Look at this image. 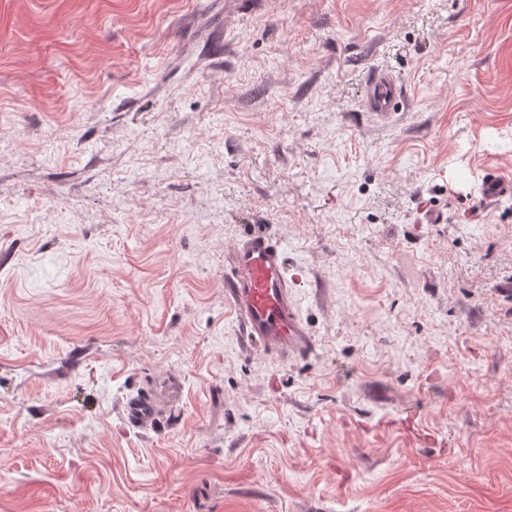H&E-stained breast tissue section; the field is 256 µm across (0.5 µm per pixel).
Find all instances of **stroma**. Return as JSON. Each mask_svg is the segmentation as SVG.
I'll return each instance as SVG.
<instances>
[{"mask_svg": "<svg viewBox=\"0 0 512 512\" xmlns=\"http://www.w3.org/2000/svg\"><path fill=\"white\" fill-rule=\"evenodd\" d=\"M491 172L512 0H0V512H512ZM253 228L303 271L311 356L224 298ZM364 107L381 118L390 117L404 98L403 86L388 69H373L365 80ZM125 417L136 428H154L158 425V403L154 394L139 393L126 400Z\"/></svg>", "mask_w": 512, "mask_h": 512, "instance_id": "obj_1", "label": "stroma"}]
</instances>
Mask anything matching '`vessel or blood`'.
Returning <instances> with one entry per match:
<instances>
[{"instance_id":"vessel-or-blood-1","label":"vessel or blood","mask_w":512,"mask_h":512,"mask_svg":"<svg viewBox=\"0 0 512 512\" xmlns=\"http://www.w3.org/2000/svg\"><path fill=\"white\" fill-rule=\"evenodd\" d=\"M404 90L391 70H371L365 80L364 107L387 118L396 111ZM512 195V177L490 174L483 197L494 202ZM225 292L244 336L265 354L280 360L315 353L317 344L301 315L296 281L288 275V252L271 235L252 232L236 243L224 275ZM125 417L131 426L153 428L159 423L155 395L127 399Z\"/></svg>"}]
</instances>
